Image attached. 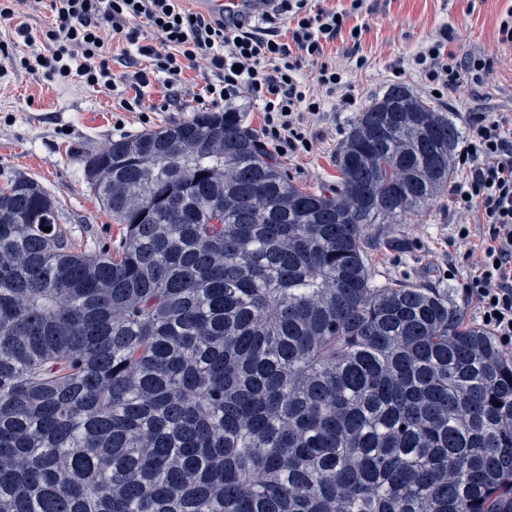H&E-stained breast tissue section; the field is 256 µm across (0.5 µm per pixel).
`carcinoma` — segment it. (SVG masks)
<instances>
[{
  "label": "carcinoma",
  "mask_w": 512,
  "mask_h": 512,
  "mask_svg": "<svg viewBox=\"0 0 512 512\" xmlns=\"http://www.w3.org/2000/svg\"><path fill=\"white\" fill-rule=\"evenodd\" d=\"M462 138L394 85L330 196L244 113L194 112L89 158L115 253L1 187L0 512H512V356L454 292L367 265Z\"/></svg>",
  "instance_id": "carcinoma-1"
}]
</instances>
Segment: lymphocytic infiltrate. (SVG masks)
Returning <instances> with one entry per match:
<instances>
[{
    "label": "lymphocytic infiltrate",
    "mask_w": 512,
    "mask_h": 512,
    "mask_svg": "<svg viewBox=\"0 0 512 512\" xmlns=\"http://www.w3.org/2000/svg\"><path fill=\"white\" fill-rule=\"evenodd\" d=\"M365 0H350L339 12L311 8L308 0H279L274 10L228 23L191 10L184 0H0V58L12 73H42L66 83L81 78L110 93L117 75L115 54L135 65L134 80L147 86L150 76L164 77L171 90L166 106L181 96L182 75L197 60L207 61L212 78L197 100L215 107L241 95L259 101L265 114L262 135L271 153L286 156L311 151L310 127L328 98L345 85V68L324 60L323 47L341 34L349 12ZM50 9L51 27L34 38L26 12ZM288 19L289 38L276 24ZM121 52H114V45ZM319 58L315 83L300 75L304 56ZM430 83L445 90L461 80L483 87L490 59L482 52H445L431 41L413 61ZM466 132L457 156L464 170L449 194L461 220L449 247L467 242L474 226L482 228V247L464 284L466 299L476 302L485 326L500 343L512 347V113L483 112L465 105ZM476 222H469V215Z\"/></svg>",
    "instance_id": "1"
}]
</instances>
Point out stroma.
<instances>
[{
    "instance_id": "obj_1",
    "label": "stroma",
    "mask_w": 512,
    "mask_h": 512,
    "mask_svg": "<svg viewBox=\"0 0 512 512\" xmlns=\"http://www.w3.org/2000/svg\"><path fill=\"white\" fill-rule=\"evenodd\" d=\"M511 8L512 0H367L365 9L351 13L347 21L361 30L357 55H346L340 40L324 47L325 56L346 67L347 87L337 90L312 126V150L278 158L281 170L300 188L334 192L340 179L337 151L355 116L395 83L442 112L471 97L489 112L512 110V49L493 41L498 20ZM437 38L446 50L482 51L493 58L480 93L465 84L441 97L430 94L424 75L411 62ZM210 78L207 63H196L183 75L180 102L164 110L159 103L166 88L158 81L138 93L124 83L107 96L78 78L65 84L39 73L0 78V187L20 177L36 181L57 200L62 222L79 249H116L125 228L112 221L90 191L87 159L109 141L158 129L198 111L193 95ZM137 94L143 111L123 110L122 99ZM457 220L443 195L429 210L405 216L401 223L372 227L368 266L374 283L462 290L482 240L476 237L449 248Z\"/></svg>"
}]
</instances>
